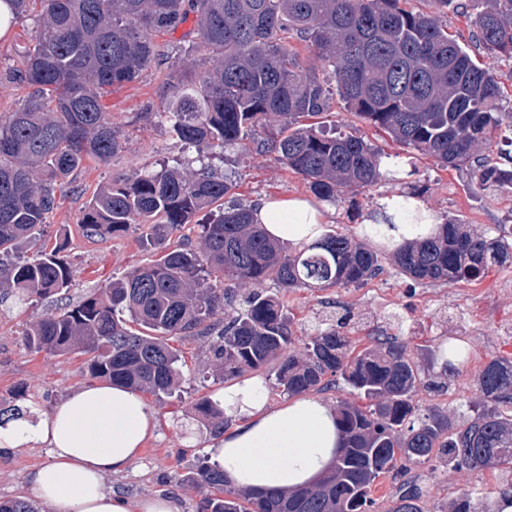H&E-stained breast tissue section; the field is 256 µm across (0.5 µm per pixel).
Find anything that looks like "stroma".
Listing matches in <instances>:
<instances>
[{"instance_id": "1", "label": "stroma", "mask_w": 512, "mask_h": 512, "mask_svg": "<svg viewBox=\"0 0 512 512\" xmlns=\"http://www.w3.org/2000/svg\"><path fill=\"white\" fill-rule=\"evenodd\" d=\"M190 29L182 24L173 34L160 37L162 65L143 71L133 82L113 88L104 99L112 122L124 142L122 152L107 166L87 162L76 178V190L48 218L44 232L36 242L22 249V257L34 258L40 251L51 250L59 237L68 246L63 259L76 270L64 297H34L27 301L7 296L0 300V404L33 406L39 412L50 411L73 390L89 383L91 377L82 354L51 357L29 350L22 336L26 324L57 311L64 305L76 304L84 296L101 288L135 266L157 260L160 251L143 246L140 225H130L121 236L100 240L83 236L78 225L81 212L100 185L132 173L150 174L164 167L181 164L187 153L171 130L164 106L173 87L167 80L174 66L182 64L178 50L183 34ZM473 54L505 83L507 93L497 112L503 136L512 135V57L492 53L472 44ZM326 128H338L380 147L384 153L412 158L415 173L405 179L382 177L367 188L345 190L336 201L324 204V232H338L359 237L364 218L378 205L380 198L413 195L438 219H455L460 223L512 240V193L484 186L471 169L444 167L435 159L414 154L412 149L393 143L360 118L349 114L340 95H333L330 110L323 115ZM214 168L226 175L232 184L226 202L254 203L266 197H310L311 192L300 175L282 168L273 155H259L237 145L215 148ZM506 268H497L480 281L479 287L490 308L493 320L476 336L467 339L466 360L453 372H443L432 364V355L441 353L458 320L451 307L454 287L443 282L416 281L403 275L392 260H384L383 272L370 284L287 293L284 302L295 319L294 340L290 346L302 355L304 344L319 321H339L346 336L368 337L387 327L406 341L412 358L427 368L430 384L418 386L414 396L416 417H424L436 408L451 419L465 421L478 399L474 379L494 356L512 360V348L501 345L495 334V320L512 318V293H503L501 280ZM389 291L387 299L374 295L375 289ZM187 363L186 382L171 395H145V402L155 411L159 436L142 449L139 459L123 474L109 477L107 484L114 492L127 496L168 494L177 512H195L201 498L199 490L187 482L195 472L199 459L213 440L212 434L199 428L188 411L194 400L214 395L222 389V380L208 376L211 362L209 340L186 337L177 340ZM458 383L455 398L441 395L437 385L443 381ZM49 458L47 448L35 446L22 452H0V499L24 497L28 471ZM495 470L455 468L432 457L410 466L408 478L420 491L423 512H448L454 497L472 493L477 508H484V495L476 494L479 485L490 482Z\"/></svg>"}]
</instances>
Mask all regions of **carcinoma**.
Wrapping results in <instances>:
<instances>
[{"label":"carcinoma","instance_id":"cac0c4a2","mask_svg":"<svg viewBox=\"0 0 512 512\" xmlns=\"http://www.w3.org/2000/svg\"><path fill=\"white\" fill-rule=\"evenodd\" d=\"M0 1L16 20L40 7L32 43L16 49L18 67L8 76L32 92L22 107L0 113V293L41 298L68 291L72 269L58 257L65 243L35 259L14 251L43 233L86 162L107 164L122 151L102 100L161 64L154 37L193 17L180 51L205 65L165 104L195 157L113 180L86 202L79 221L85 237L102 240L140 224L142 243L164 254L29 324L25 345L52 356L89 353L90 376L160 396L183 376L185 360L173 342L207 336L218 379L262 369L288 396L341 383L363 400L337 401L342 446L315 484L242 496L204 463L189 478L201 493L196 512H372L377 478L402 476L406 464L438 452L459 468H512V414L500 410L512 402L511 361L493 357L478 373L482 406L466 423L436 410L416 420L412 397L425 380L399 337L362 343L331 325L317 330L298 357L288 351L293 319L282 297L253 292L226 309L230 282L323 290L358 285L383 270L381 254L344 234L290 249L253 222L252 206L221 203L230 184L208 163L217 146L277 153L326 201L381 176L385 154L372 144L301 123L328 112L330 97L301 62L295 34L332 68L349 113L445 166L474 168L485 185L512 189V154H502L508 167L479 154L499 135L495 108L505 85L458 36L408 8V0ZM470 6L477 7L476 41L512 55V0ZM214 206L219 214L199 225V248L175 238ZM392 256L417 281H479L512 258V241L450 219L396 246ZM191 408L210 433L223 434L228 419L212 398L201 396ZM29 420H37L29 410L0 406V426ZM419 498L406 490L391 512H423ZM0 512L39 510L15 498L1 500Z\"/></svg>","mask_w":512,"mask_h":512}]
</instances>
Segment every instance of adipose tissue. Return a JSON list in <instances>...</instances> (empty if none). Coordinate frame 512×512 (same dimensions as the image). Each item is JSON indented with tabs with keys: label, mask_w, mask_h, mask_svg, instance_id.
<instances>
[{
	"label": "adipose tissue",
	"mask_w": 512,
	"mask_h": 512,
	"mask_svg": "<svg viewBox=\"0 0 512 512\" xmlns=\"http://www.w3.org/2000/svg\"><path fill=\"white\" fill-rule=\"evenodd\" d=\"M253 219L271 237L303 246L320 237L324 211L302 198H264L255 203ZM364 230L380 231L393 245L411 234L387 197ZM215 399L230 424L211 444L208 463L233 487L263 492L309 485L342 444L335 408L304 395L267 406L261 377L228 382ZM157 429L155 412L138 394L116 383L88 384L36 424L0 427V450L47 446L51 460L28 473L26 490L52 512H176L169 496L129 497L105 484L107 475L127 471Z\"/></svg>",
	"instance_id": "obj_1"
}]
</instances>
